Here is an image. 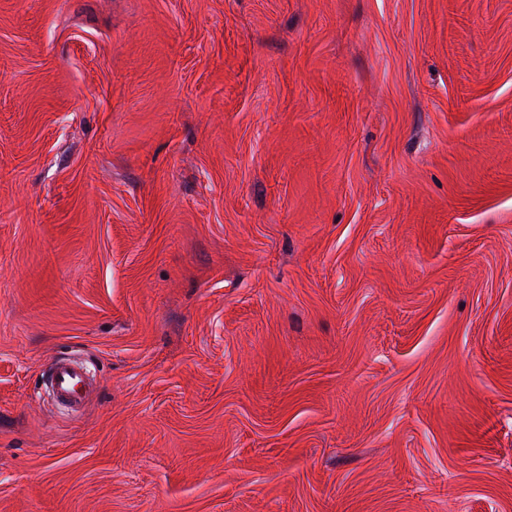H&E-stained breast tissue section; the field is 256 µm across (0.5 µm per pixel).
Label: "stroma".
<instances>
[{"label": "stroma", "instance_id": "obj_1", "mask_svg": "<svg viewBox=\"0 0 512 512\" xmlns=\"http://www.w3.org/2000/svg\"><path fill=\"white\" fill-rule=\"evenodd\" d=\"M0 512H512V0H0ZM50 379L55 400L78 412L91 399L97 384L87 362L74 355L54 359Z\"/></svg>", "mask_w": 512, "mask_h": 512}]
</instances>
